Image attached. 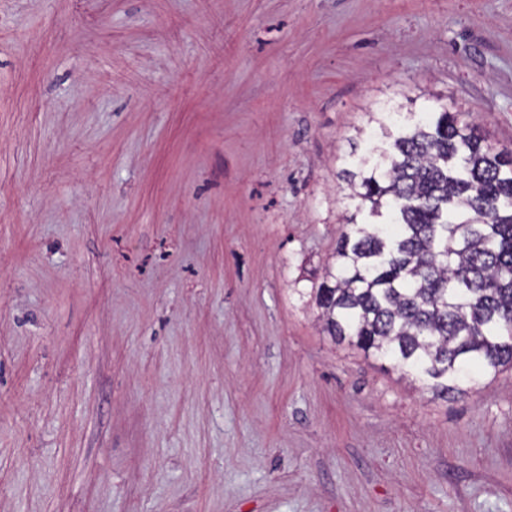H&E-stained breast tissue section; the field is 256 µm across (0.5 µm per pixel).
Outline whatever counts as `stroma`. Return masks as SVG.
I'll list each match as a JSON object with an SVG mask.
<instances>
[{
	"instance_id": "stroma-1",
	"label": "stroma",
	"mask_w": 512,
	"mask_h": 512,
	"mask_svg": "<svg viewBox=\"0 0 512 512\" xmlns=\"http://www.w3.org/2000/svg\"><path fill=\"white\" fill-rule=\"evenodd\" d=\"M418 95L512 151V0H0V512H512V369L311 297Z\"/></svg>"
}]
</instances>
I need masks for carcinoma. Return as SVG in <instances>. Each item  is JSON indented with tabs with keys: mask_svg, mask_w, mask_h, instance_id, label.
<instances>
[{
	"mask_svg": "<svg viewBox=\"0 0 512 512\" xmlns=\"http://www.w3.org/2000/svg\"><path fill=\"white\" fill-rule=\"evenodd\" d=\"M359 200L312 289L328 335L437 396L512 367V153L461 113H371Z\"/></svg>",
	"mask_w": 512,
	"mask_h": 512,
	"instance_id": "carcinoma-1",
	"label": "carcinoma"
}]
</instances>
